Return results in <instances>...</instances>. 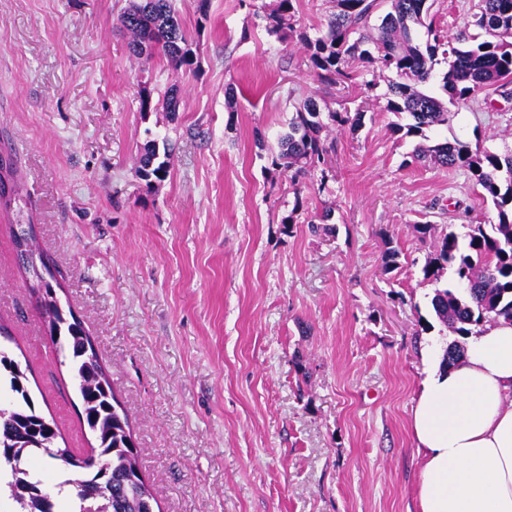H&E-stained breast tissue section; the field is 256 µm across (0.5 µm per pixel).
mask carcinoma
Segmentation results:
<instances>
[{
	"label": "carcinoma",
	"instance_id": "1",
	"mask_svg": "<svg viewBox=\"0 0 512 512\" xmlns=\"http://www.w3.org/2000/svg\"><path fill=\"white\" fill-rule=\"evenodd\" d=\"M295 0H277L264 14L267 30L279 39L298 38L308 54L310 67L322 83L354 82L357 58L372 73L388 72L387 110L405 114L410 122L394 123L391 131L425 136V130L450 122L451 110L423 90L434 77L435 58L442 54L448 70L442 77L449 103H467L488 88L511 94L512 0H478L450 39L433 28L429 0H334V11L315 37L297 29ZM389 4L390 10L376 27L371 16ZM129 34L131 54L146 62L162 55L175 71L190 70L194 58L187 33L177 19L173 0H129L118 18ZM424 27L433 42L421 43L416 27ZM364 113H323L309 99L296 107L288 133L272 155L275 169L291 173L294 194L300 180L326 165L332 144L324 132L330 127L362 125ZM413 159L441 169H462L491 200L496 220L470 224L465 238L450 230L435 236L433 254L423 272L438 279L439 271L453 270V281L434 291L432 309L441 325L457 339L444 350L442 364H457L465 353V339L475 328L500 320L512 323V150L503 153L472 149L458 137L420 144ZM168 147L149 140L138 155V168L147 183L163 181L170 168ZM11 156L0 161V207H9L18 194ZM47 276L29 271L30 288L56 350L66 354L82 403V424L96 446L81 454L56 442L57 433L36 407L20 364L0 349V469L12 474L0 484L16 505L15 512H150L156 504L150 485L139 467V451L128 415L115 397L112 380L102 365L83 323L75 320L70 303L55 295L61 289L48 258L39 257ZM53 460L64 471L78 475L49 484L35 467L39 460ZM69 486L76 493H66Z\"/></svg>",
	"mask_w": 512,
	"mask_h": 512
}]
</instances>
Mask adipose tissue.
<instances>
[{
	"label": "adipose tissue",
	"instance_id": "adipose-tissue-1",
	"mask_svg": "<svg viewBox=\"0 0 512 512\" xmlns=\"http://www.w3.org/2000/svg\"><path fill=\"white\" fill-rule=\"evenodd\" d=\"M419 512H512V324L470 336L411 408Z\"/></svg>",
	"mask_w": 512,
	"mask_h": 512
}]
</instances>
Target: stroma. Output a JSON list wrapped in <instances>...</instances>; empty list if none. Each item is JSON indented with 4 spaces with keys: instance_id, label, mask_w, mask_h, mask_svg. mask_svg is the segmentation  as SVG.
<instances>
[{
    "instance_id": "35a3bbf8",
    "label": "stroma",
    "mask_w": 512,
    "mask_h": 512,
    "mask_svg": "<svg viewBox=\"0 0 512 512\" xmlns=\"http://www.w3.org/2000/svg\"><path fill=\"white\" fill-rule=\"evenodd\" d=\"M274 2L174 0L197 61L176 73L130 54L117 29L128 0H0L13 208L111 375L162 512H418L411 407L453 339L431 306L453 273L424 277L432 245L416 227L463 235L496 211L464 171L411 163L418 140L392 134L386 79L321 84L299 40L266 31ZM310 98L364 119L330 130L333 164L297 196L271 152ZM479 98L452 105L430 139L512 149V97ZM152 139L172 160L150 186L136 157ZM326 209L327 230L312 232ZM0 320L36 406L86 447L72 373L4 219Z\"/></svg>"
}]
</instances>
